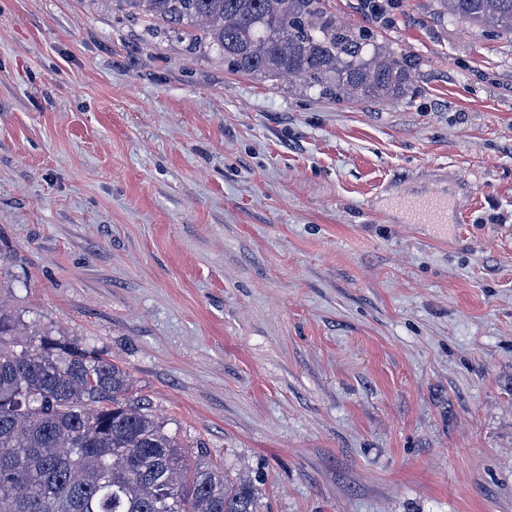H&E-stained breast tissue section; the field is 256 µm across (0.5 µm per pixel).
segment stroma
Wrapping results in <instances>:
<instances>
[{"instance_id":"1","label":"stroma","mask_w":512,"mask_h":512,"mask_svg":"<svg viewBox=\"0 0 512 512\" xmlns=\"http://www.w3.org/2000/svg\"><path fill=\"white\" fill-rule=\"evenodd\" d=\"M394 104L109 0H0V307L123 367L257 512H512V36L330 0ZM447 193L444 224L397 195Z\"/></svg>"}]
</instances>
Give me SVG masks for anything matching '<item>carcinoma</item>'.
<instances>
[{"label":"carcinoma","mask_w":512,"mask_h":512,"mask_svg":"<svg viewBox=\"0 0 512 512\" xmlns=\"http://www.w3.org/2000/svg\"><path fill=\"white\" fill-rule=\"evenodd\" d=\"M215 50L234 71L297 77L322 99L393 103L417 59L326 0H113ZM436 14L512 35V0H433ZM0 311V512H257L253 486L190 463L129 373L78 344L18 338Z\"/></svg>","instance_id":"obj_1"}]
</instances>
